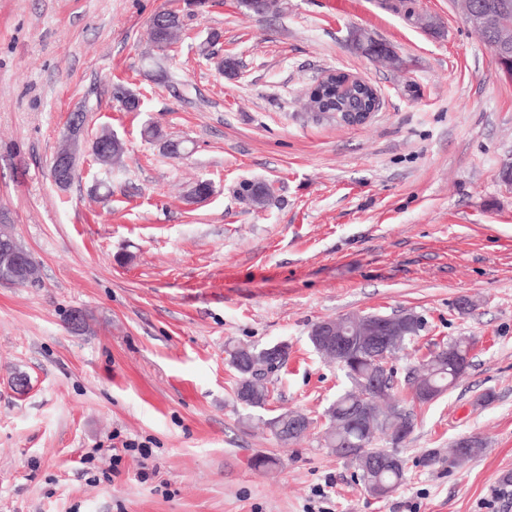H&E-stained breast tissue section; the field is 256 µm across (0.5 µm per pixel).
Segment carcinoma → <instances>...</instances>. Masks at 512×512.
Masks as SVG:
<instances>
[{"instance_id": "obj_1", "label": "carcinoma", "mask_w": 512, "mask_h": 512, "mask_svg": "<svg viewBox=\"0 0 512 512\" xmlns=\"http://www.w3.org/2000/svg\"><path fill=\"white\" fill-rule=\"evenodd\" d=\"M481 7L492 14L493 21L485 29L476 32L487 46L500 32H512V8L504 11L499 9L502 0H478ZM414 0H397L392 7L402 12L409 20L422 23L425 28L433 27V22L414 11ZM182 26L176 14L166 13L165 23L158 22V16L150 19V35L152 43L160 48H167L181 39ZM125 149L112 142V133L101 132L92 143V155L104 166L112 167L122 161ZM239 197L247 201L253 208L266 207L271 199V191L264 183H244L238 191ZM399 323L401 339L387 351V357L393 358L404 351L423 330V321L412 312L400 313ZM473 342L466 336L450 340L446 345L431 352L419 360L422 373L413 374L408 379L409 396L399 395L394 374H388L384 385L372 395V402L378 410L380 418L370 427L359 421H348L346 417L353 413L361 397L360 389L366 387L378 376V363L364 353L350 356L341 369L349 382V387L336 395V399L325 411L323 446L336 449V455L355 463L360 471L359 482L364 490L372 496H386L400 486L404 476L403 460L398 455L399 447L411 435L415 427L414 407L424 405L439 397L452 388L465 374L470 365V353ZM229 365L237 373L234 393H239L246 371H251L249 383L250 402L247 407L262 408L269 400L267 371L264 370L265 356L260 349L250 345H240L227 349ZM267 427L274 436L283 443L298 440L303 433L288 432V412L267 421ZM470 448L462 450L453 448V464H461L481 452L482 442L473 437L469 439ZM376 453L391 458V462L383 469L373 470L366 466L365 460L370 454Z\"/></svg>"}]
</instances>
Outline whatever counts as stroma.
<instances>
[{"label": "stroma", "mask_w": 512, "mask_h": 512, "mask_svg": "<svg viewBox=\"0 0 512 512\" xmlns=\"http://www.w3.org/2000/svg\"><path fill=\"white\" fill-rule=\"evenodd\" d=\"M417 9L436 30L384 0H278L267 15L240 0H0V219L40 268L36 284L0 282V512H512V78L450 0ZM161 10L186 30L163 51L148 31ZM362 32L399 67L361 53ZM328 70L375 86L368 123L312 115ZM116 83L139 111L113 101ZM77 111L61 190L50 166ZM104 129L125 146L109 172L91 153ZM199 180L212 193L194 202ZM245 180L272 186L265 208L240 200ZM397 311L426 321L393 362L398 385L437 344L474 349L418 410L402 484L376 499L320 446L348 381L309 332ZM280 342L267 404L241 406L225 347ZM289 409L313 424L285 445L265 423ZM469 436L481 453L449 464Z\"/></svg>", "instance_id": "stroma-1"}]
</instances>
